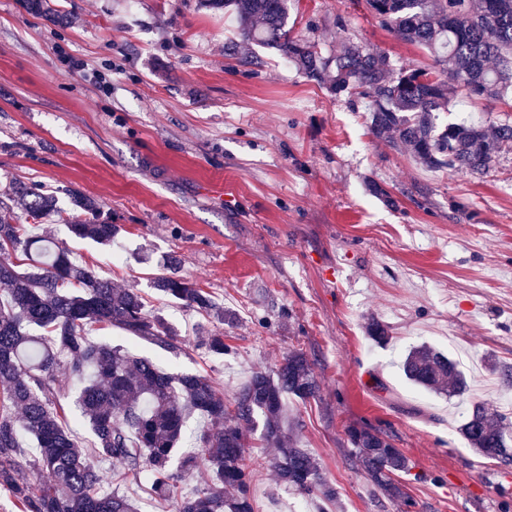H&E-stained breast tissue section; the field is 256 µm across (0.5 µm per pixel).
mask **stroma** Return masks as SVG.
Here are the masks:
<instances>
[{"instance_id": "stroma-1", "label": "stroma", "mask_w": 512, "mask_h": 512, "mask_svg": "<svg viewBox=\"0 0 512 512\" xmlns=\"http://www.w3.org/2000/svg\"><path fill=\"white\" fill-rule=\"evenodd\" d=\"M57 3L52 23L0 0V193L39 183L65 210L75 189L121 226L110 249L49 227L98 274L142 289L182 339L175 354L118 331L113 344L204 374L228 399L252 370L307 355L319 396L288 407L337 500L294 494L257 457L254 512H512V465L481 462L457 432L467 400L399 369L411 347L433 346L464 362L472 397L506 413L485 360L512 364V153L482 177L428 170L374 137L356 98L241 45L199 0ZM288 27L327 56L354 40L400 67L431 63L364 0H291ZM172 255L232 323L152 288ZM373 318L389 342L368 338ZM211 331L227 354L200 348ZM365 425L412 461L409 505L352 457L348 430Z\"/></svg>"}]
</instances>
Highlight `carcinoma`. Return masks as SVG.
Listing matches in <instances>:
<instances>
[{
    "label": "carcinoma",
    "instance_id": "cac0c4a2",
    "mask_svg": "<svg viewBox=\"0 0 512 512\" xmlns=\"http://www.w3.org/2000/svg\"><path fill=\"white\" fill-rule=\"evenodd\" d=\"M29 10L55 21L62 12L50 0H24ZM381 24L402 40L427 49L431 69L395 67L385 55L348 41L326 57L310 40L289 34L288 0H201L237 24L245 42L270 46L334 94L366 103L369 131L410 152L430 169L481 176L495 158L512 151V123H436L454 89L471 100L502 99L512 90V0H366ZM55 217L77 238L112 245L120 226L103 216L102 204L70 193L67 216L53 193L19 182L0 197V490L19 512H140L139 505L109 487L101 462L118 465L136 478L151 471L156 495L177 499V512H253L248 436L273 448L268 465L278 480L299 495L336 501L334 488L310 452L300 446L299 422L285 413L286 399L302 403L320 391L313 364L291 351L271 373L258 370L226 404L200 373L173 374L147 356H136L88 336L98 324L117 329L163 350L180 349L179 333L160 313H149L137 288H118L79 262L49 234L32 225ZM28 261L21 272L17 253ZM168 300L227 321L224 308L174 271L153 278ZM405 378L437 395L461 397L469 381L460 364L426 344L411 348L400 363ZM80 384L75 403L88 423L95 448L79 444L66 423L57 394L59 372ZM210 426L197 436L198 451L182 455L185 425L194 414ZM33 440V465L41 479L32 484L15 449L20 437ZM459 433L480 458L512 462V422L482 401L469 405ZM357 465L382 493L408 503L400 478L412 462L389 436L368 426L349 430ZM209 479L188 496L177 485L197 469Z\"/></svg>",
    "mask_w": 512,
    "mask_h": 512
}]
</instances>
